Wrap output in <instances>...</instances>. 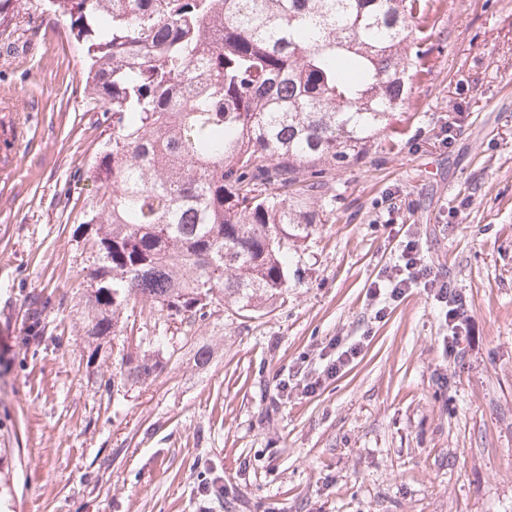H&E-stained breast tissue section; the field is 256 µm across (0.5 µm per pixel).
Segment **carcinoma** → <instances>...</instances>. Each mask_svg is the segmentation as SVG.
Wrapping results in <instances>:
<instances>
[{
    "instance_id": "1",
    "label": "carcinoma",
    "mask_w": 512,
    "mask_h": 512,
    "mask_svg": "<svg viewBox=\"0 0 512 512\" xmlns=\"http://www.w3.org/2000/svg\"><path fill=\"white\" fill-rule=\"evenodd\" d=\"M90 60L108 133L83 211L98 266L91 336L147 301L195 322L250 317L288 288V257L322 223L329 174L362 162L403 112L430 53V0H52ZM55 309L40 295L19 346ZM163 366L121 359L130 385Z\"/></svg>"
}]
</instances>
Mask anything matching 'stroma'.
Here are the masks:
<instances>
[{"instance_id":"obj_1","label":"stroma","mask_w":512,"mask_h":512,"mask_svg":"<svg viewBox=\"0 0 512 512\" xmlns=\"http://www.w3.org/2000/svg\"><path fill=\"white\" fill-rule=\"evenodd\" d=\"M19 3L0 28V94L26 132L0 190V512H512V0H433L393 149L337 171L270 313L165 322L139 303L103 338L80 227L102 114L66 19ZM409 236L467 298L457 359L423 289L375 315L370 287ZM41 293L58 307L25 355ZM337 338L359 355L306 393ZM130 353L163 371L124 384Z\"/></svg>"}]
</instances>
